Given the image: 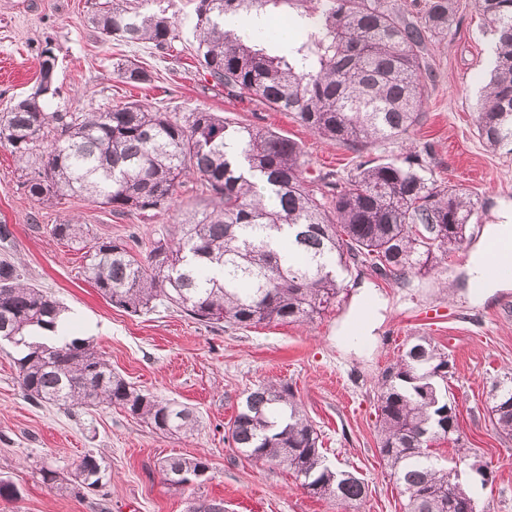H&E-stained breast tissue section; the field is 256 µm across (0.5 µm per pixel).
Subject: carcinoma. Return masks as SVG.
<instances>
[{"label": "carcinoma", "instance_id": "obj_1", "mask_svg": "<svg viewBox=\"0 0 512 512\" xmlns=\"http://www.w3.org/2000/svg\"><path fill=\"white\" fill-rule=\"evenodd\" d=\"M154 0L115 3L89 22L107 42L172 47L176 21ZM296 11L291 27L254 28L271 8ZM494 44L490 79L477 109V132L491 149L512 146V0H478ZM454 0H427L407 18L389 0H196V56L229 97L292 114L323 139L356 153L384 146L416 126L433 70L423 55L448 30ZM250 26L224 30V16ZM38 85L0 115V143L21 163L22 186L39 205L79 196L113 215H161L185 180L206 201L170 225L143 257L128 244L95 240L69 218L53 236L84 251V274L115 307L131 315L171 306L198 323L248 328L311 322L341 292L336 268L366 267L395 284L432 269L463 246L481 204L440 186L422 154L359 162L347 177L307 175L302 146L270 129L203 110L178 116L132 101L87 112L49 110L57 56L39 52ZM116 75L146 84L152 72L127 60ZM65 307L28 282L13 261H0V337L15 338L14 364L25 396L63 407H118L162 435H191L198 417L174 399L135 388L112 372L88 340L56 331ZM448 354L420 336L383 372L378 386L379 453L402 493L406 512H477L474 499L430 446L453 444L467 461L456 406L448 400ZM497 433L512 440V375L495 386ZM228 440L247 459L285 465L309 494L338 504L363 500L355 474L325 463L317 429L287 383L267 381L246 393ZM161 470L184 487L209 470L202 456L172 457ZM44 484L81 490L105 486L88 453L66 474L44 463Z\"/></svg>", "mask_w": 512, "mask_h": 512}]
</instances>
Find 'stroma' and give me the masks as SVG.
<instances>
[{
  "label": "stroma",
  "instance_id": "stroma-1",
  "mask_svg": "<svg viewBox=\"0 0 512 512\" xmlns=\"http://www.w3.org/2000/svg\"><path fill=\"white\" fill-rule=\"evenodd\" d=\"M94 0H0V113L34 91L38 51L52 45L58 57L53 106L72 112L139 100L163 112L206 110L297 141L314 171L347 175L357 163L346 146L327 142L292 115L260 102L228 98L193 57L195 0H156L175 18L179 37L169 54L102 43L88 21ZM448 31L424 51L436 83L421 121L402 141L388 144L397 157L429 148L435 178L464 188L483 203L463 248L430 274L396 285L364 268L343 273L344 290L321 318L307 324L272 323L255 328L207 327L175 310L134 316L108 303L84 276L83 252L55 238L50 228L78 217L100 239L149 243L165 234L193 197L180 188L168 214L122 218L70 197L55 207L34 204L21 185L20 165L0 144V220L12 237L0 242V260L22 265L27 279L68 308L72 335L89 340L113 372L137 388L174 399L199 417L189 436H164L123 409L33 405L14 365L15 349L0 345V479L19 499L0 498V512H187L220 503L224 512H403L404 499L379 454L377 382L415 338L430 337L447 352L449 397L459 414L463 442L489 463L486 476L463 465L461 479L477 512H512V440L491 423L493 383L512 370V274L492 295L472 281V251L503 210L512 209V149L488 148L479 138L476 109L487 83L491 37L474 0H455ZM132 57L156 69L151 83L119 82L113 65ZM379 300L376 327L362 336L353 327L360 294ZM292 386L321 433L325 457L361 478L366 497L338 505L307 493L283 467L243 458L225 433L242 397L262 381ZM94 453L105 468L99 492L74 494L43 484L36 462L72 470ZM205 456L204 482L177 489L160 465L169 457Z\"/></svg>",
  "mask_w": 512,
  "mask_h": 512
}]
</instances>
